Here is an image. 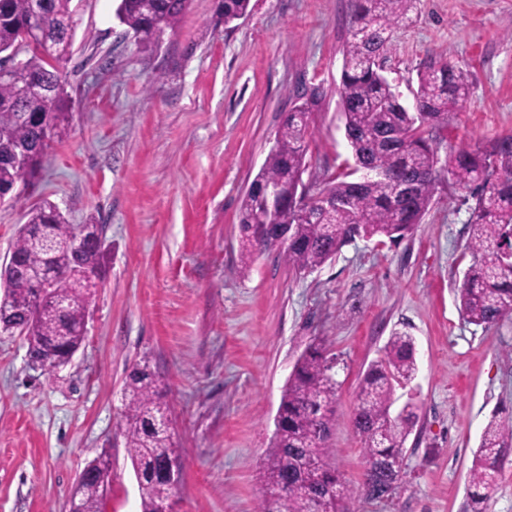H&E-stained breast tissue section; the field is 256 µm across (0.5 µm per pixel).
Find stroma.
<instances>
[{
  "instance_id": "35a3bbf8",
  "label": "stroma",
  "mask_w": 512,
  "mask_h": 512,
  "mask_svg": "<svg viewBox=\"0 0 512 512\" xmlns=\"http://www.w3.org/2000/svg\"><path fill=\"white\" fill-rule=\"evenodd\" d=\"M217 0H189L176 31L142 51L116 0H72L63 65L72 120L35 191L0 207V262L30 206L105 227L108 272L72 361L32 365L28 344L0 330V512H66L83 468L112 453L106 512H140L123 437V386L148 364L170 408L184 463L177 512H255L258 474L288 377L324 341L339 389L333 448L361 481L350 426L359 383L393 332L414 340L418 371L396 402L419 407L403 477L387 499L350 512H466L469 470L490 419L512 418V319L468 323L456 290L470 263V203L440 175L432 205L400 243L359 238L312 273L278 250L240 264L239 211L278 129L320 88L308 118L306 184L344 169L338 104L351 0H252L218 24ZM453 63L471 83L466 108L430 134L450 148L512 133V0H418L384 55L385 75L412 99L422 64Z\"/></svg>"
}]
</instances>
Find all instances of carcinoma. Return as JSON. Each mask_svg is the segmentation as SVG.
<instances>
[{"label":"carcinoma","instance_id":"carcinoma-1","mask_svg":"<svg viewBox=\"0 0 512 512\" xmlns=\"http://www.w3.org/2000/svg\"><path fill=\"white\" fill-rule=\"evenodd\" d=\"M33 0H0V58L20 44L32 19ZM46 39L52 57L29 49L24 76L34 81L26 93L12 79L0 78V188L27 176L37 183L49 150L60 141L69 122L67 92L59 69L70 54L73 31L72 0H42ZM417 0H353V18L343 48L338 95L345 118V138L354 166H346L325 185L341 207L313 203L296 209L297 193L307 170L308 114L318 108L323 92L314 89L282 123L275 144L246 191L240 207L243 264L261 248L277 246L276 234L260 245L254 225L259 223L260 185H275L286 206L288 245L281 256L297 275L311 273L332 260L357 237H383L397 243L412 233L433 200L439 158L426 136L428 128L462 111L470 95L468 75L445 63L418 71L412 104L402 99L396 85L377 67L375 59L387 49L395 25L411 20ZM188 0H118L117 17L142 49H153L156 32H173ZM251 0H218V20L228 24L250 13ZM14 146L27 149L25 169L10 156ZM373 173L354 179L353 167ZM446 171L453 183L474 200L471 235L466 250L471 257L459 288L462 315L475 326L489 328L512 319V134L466 144L450 153ZM407 185V194L396 191ZM81 244L74 245L75 225L44 200L28 211L10 253L13 265L12 308L0 320L5 331H18L48 360L65 357L86 337L95 290L105 275V248L96 237L97 225H85ZM45 268L55 277L54 290L41 295L35 271ZM36 304L35 314L22 312ZM335 359L324 343H312L297 361L285 387L274 439L260 474L266 494L257 512H348L347 501L364 493L383 499L396 490L404 460V445L418 421V406L406 402L392 414L396 387L417 372L414 341L405 332L390 336L384 357L372 364L359 384L358 405L351 426L359 437L365 463L363 482H343L332 443L336 428ZM125 401V450L140 472L141 512H175L173 489L163 476L165 465L180 459L165 419L169 407L160 401L159 379L148 366L128 373ZM512 452V420L492 419L485 426L469 472L468 512H487L505 457ZM315 455L319 469L309 472L304 460ZM84 512H103L105 500L99 475L88 470L76 482Z\"/></svg>","mask_w":512,"mask_h":512}]
</instances>
